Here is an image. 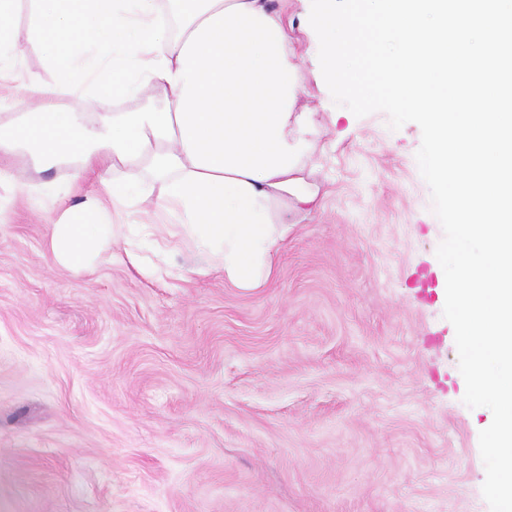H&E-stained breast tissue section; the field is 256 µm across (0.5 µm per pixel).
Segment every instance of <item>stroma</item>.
<instances>
[{
    "mask_svg": "<svg viewBox=\"0 0 512 512\" xmlns=\"http://www.w3.org/2000/svg\"><path fill=\"white\" fill-rule=\"evenodd\" d=\"M310 9L288 0L327 196L265 288L186 244L160 278L76 273L58 203L0 213V512H490L421 129L334 103Z\"/></svg>",
    "mask_w": 512,
    "mask_h": 512,
    "instance_id": "35a3bbf8",
    "label": "stroma"
}]
</instances>
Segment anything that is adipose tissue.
I'll use <instances>...</instances> for the list:
<instances>
[{
    "label": "adipose tissue",
    "mask_w": 512,
    "mask_h": 512,
    "mask_svg": "<svg viewBox=\"0 0 512 512\" xmlns=\"http://www.w3.org/2000/svg\"><path fill=\"white\" fill-rule=\"evenodd\" d=\"M30 24L0 25V77L15 72L27 44L58 63L54 88L29 77L34 109L0 116V210L23 199L56 201L57 182L15 181L5 159L25 154L34 172L67 163L72 182L96 180L109 200L87 196L61 210L50 251L72 271L128 243L133 227L154 247L178 234L212 269L244 290L264 287L295 224L322 207L313 174L324 151L312 112L296 111L303 76L286 7L271 0H29ZM161 101L114 112L110 101L146 89ZM87 100L88 112H51L48 94ZM153 208L176 225L147 222Z\"/></svg>",
    "instance_id": "obj_1"
}]
</instances>
